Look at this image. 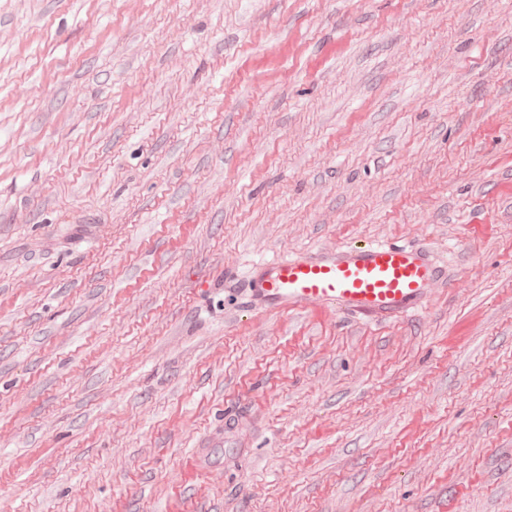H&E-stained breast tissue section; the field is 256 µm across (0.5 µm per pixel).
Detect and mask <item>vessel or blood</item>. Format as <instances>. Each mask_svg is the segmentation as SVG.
<instances>
[{
	"label": "vessel or blood",
	"instance_id": "1",
	"mask_svg": "<svg viewBox=\"0 0 512 512\" xmlns=\"http://www.w3.org/2000/svg\"><path fill=\"white\" fill-rule=\"evenodd\" d=\"M447 273L425 248L378 243L277 256L253 264L246 278L251 302L262 310L320 303L379 319L411 312L425 286Z\"/></svg>",
	"mask_w": 512,
	"mask_h": 512
}]
</instances>
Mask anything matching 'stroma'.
<instances>
[{
  "instance_id": "stroma-1",
  "label": "stroma",
  "mask_w": 512,
  "mask_h": 512,
  "mask_svg": "<svg viewBox=\"0 0 512 512\" xmlns=\"http://www.w3.org/2000/svg\"><path fill=\"white\" fill-rule=\"evenodd\" d=\"M0 512H512V0H0ZM447 273L423 247L378 243L277 256L253 264L246 278L251 302L262 310L320 303L379 319L411 312L425 286Z\"/></svg>"
}]
</instances>
